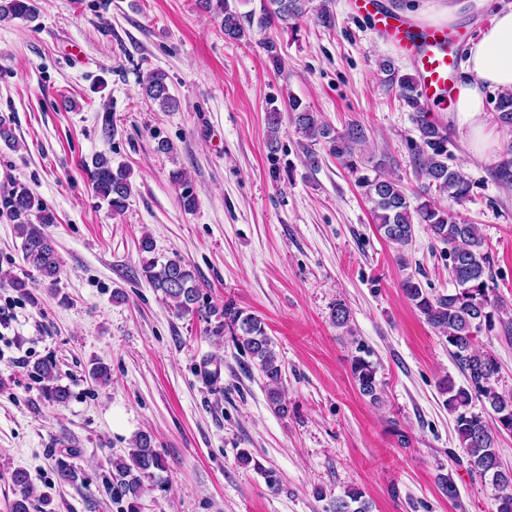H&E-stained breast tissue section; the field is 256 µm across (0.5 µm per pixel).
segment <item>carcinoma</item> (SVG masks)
Listing matches in <instances>:
<instances>
[{
	"label": "carcinoma",
	"instance_id": "carcinoma-1",
	"mask_svg": "<svg viewBox=\"0 0 512 512\" xmlns=\"http://www.w3.org/2000/svg\"><path fill=\"white\" fill-rule=\"evenodd\" d=\"M313 2L263 0L258 16L239 13L231 8L229 0H201V7L221 17L224 35L238 40L245 35L246 23H255L260 28L277 24L284 31H294V22L310 12L314 13L317 25L327 29L335 27L336 14L329 0H321L317 6ZM36 12L33 0H0V20L17 18L32 22ZM381 71L387 75L389 87H398V96L413 112L412 120L419 133L415 173L422 183L415 194L419 199L415 206L411 205L401 182L382 175L384 161L379 160L372 165L375 176L361 173V167L369 164L356 151V145L365 140L362 126L352 124L338 133L322 121L318 113L309 111L295 99L290 101L289 110L296 131L310 140L303 146L307 163L313 167L319 164L312 146L322 141L329 154L343 160L351 172L358 174V184L373 204L377 229L388 243L404 249L412 241L413 225L424 224L436 240L450 247L451 272L456 284L453 291L435 294L411 276L403 280L401 288L424 320L444 337L448 351L465 376L462 385L449 377L443 379L439 383V391L446 396L445 406L455 414L454 430L468 456L470 472L482 480H490L497 489L493 512H512V470L502 467L497 450L500 431L512 432V397L499 393L495 387L499 372L495 357L475 348L476 333L484 327L491 329L497 323L505 324L502 315L506 310L494 294L495 287L490 285L491 258L484 250L478 226L461 220L452 206H443L432 199L435 192L459 204L468 198L471 181L462 167L448 165L447 128L429 119L416 94L413 78L398 75L389 62L382 63ZM142 90L166 111L178 107L177 100L169 92L167 74L163 71L149 73ZM495 110L501 124L512 126V92L498 96ZM87 173L98 197L107 202L112 212H122L131 193L128 168L123 164L115 168L111 158L100 154L92 160ZM494 178L503 187H512V149L496 167ZM0 203L16 221L15 233L21 239L20 248L29 266L23 276L9 277L8 283L34 302L36 298L31 288L35 283L55 288L60 280V256L55 240L47 232V227L56 223V217L29 187L20 182L13 183ZM139 249L145 253L141 261V275L150 286L160 292L181 317H198L206 321L215 318L209 333L221 336L229 332L237 347L250 356L266 379L267 397L273 409L283 414L288 412L281 393L282 365L262 321L231 302L224 304L222 310L203 303L202 289L194 271L180 261L162 262L149 256L154 251L149 236L141 239ZM350 369L361 394L377 401L379 387L374 363L363 356H355ZM32 374L42 383V393L47 400L56 404L70 400L71 390L59 383L55 360L35 362ZM475 399L490 407L495 414V423L491 424L486 417L470 411ZM167 469V461L154 446L153 435L142 431L136 435L128 457L112 461V492L130 499L131 512H137L144 480L154 481ZM11 485L14 494L11 512H31L36 495L29 472L22 468L14 470ZM361 498V491L349 490L345 496L336 498L333 512H367L364 505L352 507Z\"/></svg>",
	"mask_w": 512,
	"mask_h": 512
}]
</instances>
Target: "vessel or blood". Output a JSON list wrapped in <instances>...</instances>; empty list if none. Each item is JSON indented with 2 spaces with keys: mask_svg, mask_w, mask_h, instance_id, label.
<instances>
[{
  "mask_svg": "<svg viewBox=\"0 0 512 512\" xmlns=\"http://www.w3.org/2000/svg\"><path fill=\"white\" fill-rule=\"evenodd\" d=\"M357 9L372 19L379 33L413 59L421 103L429 108L446 107L453 99L455 48L465 41V33L449 31L444 25L408 23L378 8L375 0H358Z\"/></svg>",
  "mask_w": 512,
  "mask_h": 512,
  "instance_id": "obj_1",
  "label": "vessel or blood"
}]
</instances>
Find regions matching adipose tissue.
Returning <instances> with one entry per match:
<instances>
[{"instance_id": "obj_1", "label": "adipose tissue", "mask_w": 512, "mask_h": 512, "mask_svg": "<svg viewBox=\"0 0 512 512\" xmlns=\"http://www.w3.org/2000/svg\"><path fill=\"white\" fill-rule=\"evenodd\" d=\"M466 52L452 111L466 129L470 153L486 158L500 144L487 131L485 92L512 91V2L497 9L492 23L480 29Z\"/></svg>"}]
</instances>
